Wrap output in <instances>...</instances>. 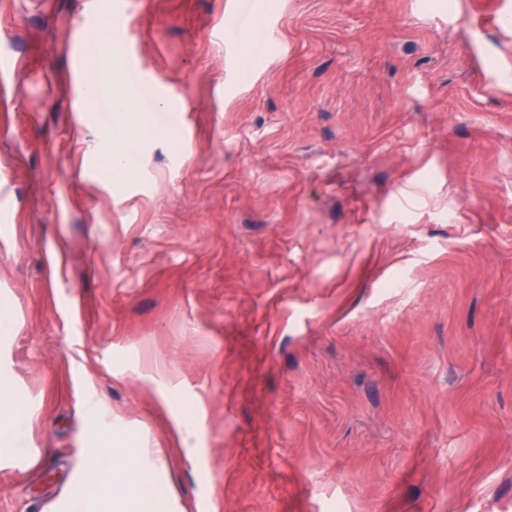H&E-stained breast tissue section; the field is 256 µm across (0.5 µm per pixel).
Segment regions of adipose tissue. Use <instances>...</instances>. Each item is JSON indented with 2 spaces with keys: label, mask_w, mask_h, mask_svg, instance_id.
<instances>
[{
  "label": "adipose tissue",
  "mask_w": 512,
  "mask_h": 512,
  "mask_svg": "<svg viewBox=\"0 0 512 512\" xmlns=\"http://www.w3.org/2000/svg\"><path fill=\"white\" fill-rule=\"evenodd\" d=\"M92 445L77 512H166L167 493L146 479L155 466L151 449L128 447L121 432L97 427Z\"/></svg>",
  "instance_id": "ef3b65f1"
}]
</instances>
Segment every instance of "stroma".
<instances>
[{
  "mask_svg": "<svg viewBox=\"0 0 512 512\" xmlns=\"http://www.w3.org/2000/svg\"><path fill=\"white\" fill-rule=\"evenodd\" d=\"M510 14L0 0V512H70L91 409L170 512H512ZM106 32L170 103L119 181ZM26 414L25 403L14 394L5 384L0 382V446L12 445L16 424L23 420Z\"/></svg>",
  "mask_w": 512,
  "mask_h": 512,
  "instance_id": "obj_1",
  "label": "stroma"
}]
</instances>
